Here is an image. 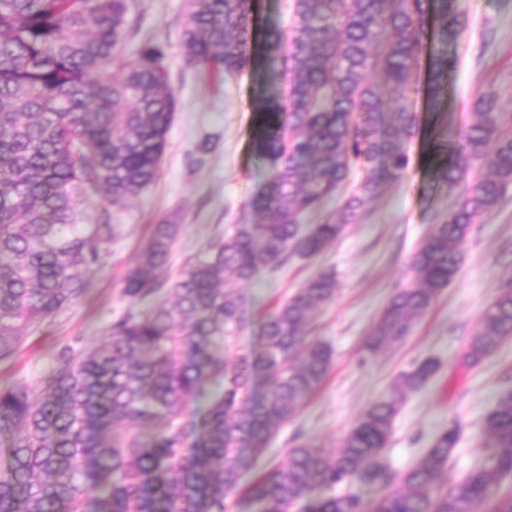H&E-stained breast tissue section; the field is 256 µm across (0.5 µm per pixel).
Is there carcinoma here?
<instances>
[{
  "label": "carcinoma",
  "mask_w": 512,
  "mask_h": 512,
  "mask_svg": "<svg viewBox=\"0 0 512 512\" xmlns=\"http://www.w3.org/2000/svg\"><path fill=\"white\" fill-rule=\"evenodd\" d=\"M129 0H0V362L27 332L91 288L81 270L98 265L120 227L110 209L158 177L178 108L162 50L123 49ZM455 0H293L291 29L258 36L254 0H186L180 52L196 68L231 77L258 48L269 81L290 75L261 149L266 180L251 219L213 239L164 288L159 271L180 232L174 215L154 226L128 268L122 294L137 313L115 318L82 354L65 352L38 387L0 388V439L9 441L0 475V512H228V499L269 441L321 386L330 346L308 336L336 277L310 278L262 323V350L228 361L244 323L242 298L224 281L275 272L312 258L352 223L373 190L367 179L332 211L352 168L383 163L401 172L416 118L404 100L429 38H456ZM455 61L429 60L438 90ZM396 93V112L379 131V85ZM488 87L470 123L442 144L435 177L469 180L465 199L433 226L411 258L414 283L375 323L368 349L402 339L456 277L460 245L492 216L512 186V128ZM98 198L82 224L80 205ZM318 222L305 226V216ZM512 336V282L500 288L462 363L473 367ZM426 360L399 375L339 449L302 445L246 490L257 512H512V389L485 417L481 460L452 485L441 483L460 435L438 433L400 478L369 506L336 488L354 481L388 486L383 452L406 391L426 384ZM267 387L254 397L256 373Z\"/></svg>",
  "instance_id": "1"
}]
</instances>
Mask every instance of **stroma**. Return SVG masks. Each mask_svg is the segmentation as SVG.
<instances>
[{"mask_svg":"<svg viewBox=\"0 0 512 512\" xmlns=\"http://www.w3.org/2000/svg\"><path fill=\"white\" fill-rule=\"evenodd\" d=\"M131 31L126 52L136 56L144 41L165 53L169 83L180 100L156 182L117 215L119 234L87 277L88 295L32 329L18 352L0 362V387L37 386L67 350L79 352L106 336L128 304L121 297L128 266L148 240L153 224L174 214L181 230L163 280L174 281L186 259L232 225L243 223L261 190L268 164L259 134L269 107L261 62L222 79L187 66L179 53L185 0H130ZM466 29L438 44L454 57L436 98L427 94V69L405 104L419 120L407 139L409 166L400 173L374 174L377 188L355 223L317 257H291L274 273L237 284L247 321L233 350L258 349L260 320L312 276L335 273L338 292L317 314L309 335L328 343L334 364L298 415L269 442L256 473L283 464L290 448H339L359 415L385 394L397 376L424 359L437 361L436 375L407 393L393 423L384 459L404 473L448 425H458L459 443L448 462L445 483L461 479L480 459L483 424L499 394L512 388V338L480 365L465 367L462 352L479 329L483 313L501 286L512 281V188L495 213L473 226L460 246L461 267L428 312L399 342L369 353L370 332L391 298L410 286L413 253L434 224L463 198L465 182L435 180L442 157L436 141L455 137L474 103L494 86L504 112L512 114V0H457Z\"/></svg>","mask_w":512,"mask_h":512,"instance_id":"obj_1","label":"stroma"}]
</instances>
